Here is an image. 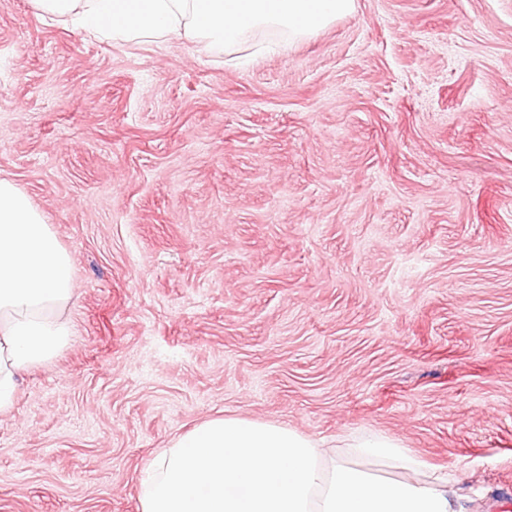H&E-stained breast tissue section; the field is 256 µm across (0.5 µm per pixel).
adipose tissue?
Here are the masks:
<instances>
[{
	"mask_svg": "<svg viewBox=\"0 0 512 512\" xmlns=\"http://www.w3.org/2000/svg\"><path fill=\"white\" fill-rule=\"evenodd\" d=\"M46 21L68 18L115 43L186 38L211 50L254 30L306 36L350 13L354 0H34ZM72 261L52 225L0 179V413L28 369L54 359L73 335ZM452 472L432 468L375 433L324 447L281 425L212 417L150 460L140 512H462Z\"/></svg>",
	"mask_w": 512,
	"mask_h": 512,
	"instance_id": "obj_1",
	"label": "adipose tissue"
}]
</instances>
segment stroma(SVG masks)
I'll list each match as a JSON object with an SVG mask.
<instances>
[{
	"label": "stroma",
	"mask_w": 512,
	"mask_h": 512,
	"mask_svg": "<svg viewBox=\"0 0 512 512\" xmlns=\"http://www.w3.org/2000/svg\"><path fill=\"white\" fill-rule=\"evenodd\" d=\"M0 178L76 284L0 414V512H140L214 416L385 433L470 512L512 498V0H355L230 53L0 0Z\"/></svg>",
	"instance_id": "1"
}]
</instances>
